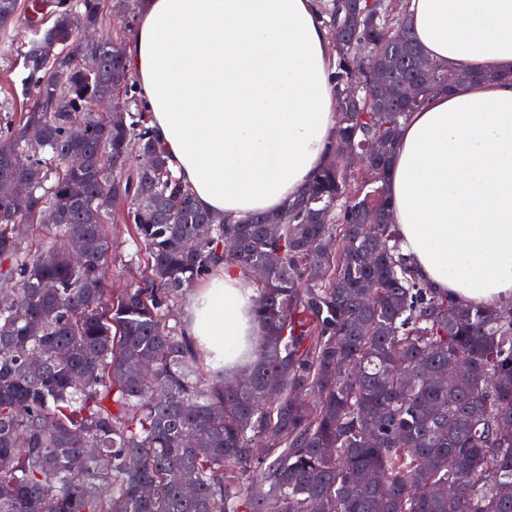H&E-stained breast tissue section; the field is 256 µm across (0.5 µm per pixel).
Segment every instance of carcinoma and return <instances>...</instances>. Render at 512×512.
<instances>
[{"label": "carcinoma", "instance_id": "cac0c4a2", "mask_svg": "<svg viewBox=\"0 0 512 512\" xmlns=\"http://www.w3.org/2000/svg\"><path fill=\"white\" fill-rule=\"evenodd\" d=\"M25 10L39 35L20 54L30 104L0 121V512H512V302L438 294L383 221L402 121L458 85L435 65L401 100L424 58L405 0H318L335 144L285 210L241 224L202 209L168 167L124 47L108 40L96 69L80 66L70 35L102 20V0ZM359 54L388 56L385 112ZM113 91L135 107L121 127L88 107ZM368 141L375 154L350 168ZM73 145L89 159L76 176ZM143 150L155 168L130 165ZM15 180L34 188L26 210ZM118 201L146 265L114 293L105 226ZM72 237L82 253L64 247ZM222 261L266 268L253 298L264 333L232 382L169 319Z\"/></svg>", "mask_w": 512, "mask_h": 512}]
</instances>
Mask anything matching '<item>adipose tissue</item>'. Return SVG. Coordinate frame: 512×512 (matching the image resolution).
<instances>
[{
  "label": "adipose tissue",
  "instance_id": "adipose-tissue-1",
  "mask_svg": "<svg viewBox=\"0 0 512 512\" xmlns=\"http://www.w3.org/2000/svg\"><path fill=\"white\" fill-rule=\"evenodd\" d=\"M422 53L469 73L410 112L386 191L400 249L440 293L512 300V0H409ZM126 65L173 173L235 223L280 211L336 138L329 37L314 0H138ZM506 72L498 82L478 72ZM253 290L222 264L187 299L188 330L238 369L259 335Z\"/></svg>",
  "mask_w": 512,
  "mask_h": 512
}]
</instances>
